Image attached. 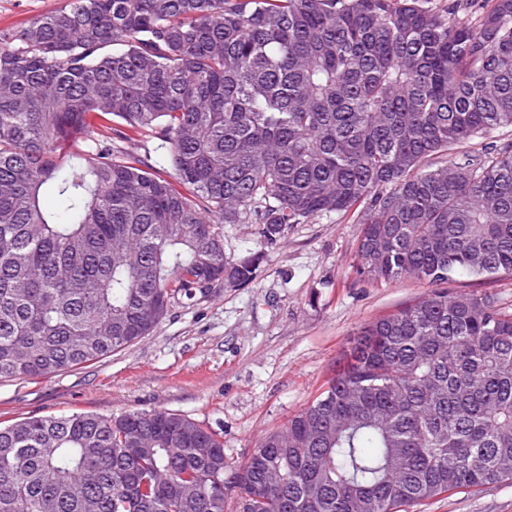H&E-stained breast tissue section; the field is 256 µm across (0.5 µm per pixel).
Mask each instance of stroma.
Returning a JSON list of instances; mask_svg holds the SVG:
<instances>
[{
	"instance_id": "stroma-1",
	"label": "stroma",
	"mask_w": 512,
	"mask_h": 512,
	"mask_svg": "<svg viewBox=\"0 0 512 512\" xmlns=\"http://www.w3.org/2000/svg\"><path fill=\"white\" fill-rule=\"evenodd\" d=\"M66 0H0V30ZM362 227L327 214L289 225L254 281L175 301L154 332L86 367L0 382V422L33 414L165 410L221 431L230 465L308 406L359 328L426 297L414 281L360 280ZM413 512H512V483L445 495Z\"/></svg>"
}]
</instances>
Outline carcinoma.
<instances>
[{
	"label": "carcinoma",
	"instance_id": "1",
	"mask_svg": "<svg viewBox=\"0 0 512 512\" xmlns=\"http://www.w3.org/2000/svg\"><path fill=\"white\" fill-rule=\"evenodd\" d=\"M482 2L68 0L0 32L1 381L251 283L259 256L227 261L222 224L265 248L350 214L359 277L434 286L361 327L241 465L161 410L0 425V512H408L512 481V313L444 288L512 272V148L425 165L512 127V0ZM114 122L158 140L174 180Z\"/></svg>",
	"mask_w": 512,
	"mask_h": 512
}]
</instances>
